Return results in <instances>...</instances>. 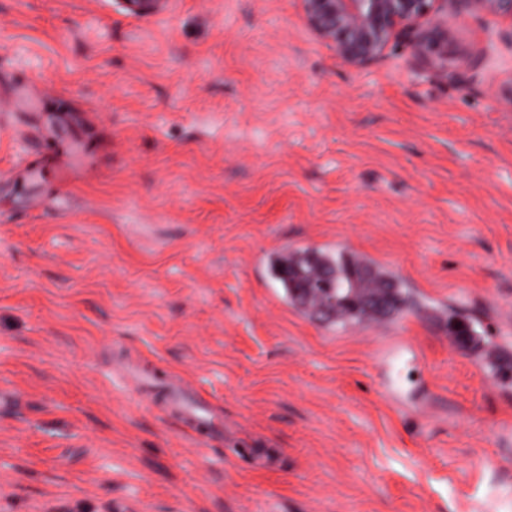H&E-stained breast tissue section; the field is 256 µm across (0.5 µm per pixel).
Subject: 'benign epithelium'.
I'll return each mask as SVG.
<instances>
[{"instance_id":"benign-epithelium-1","label":"benign epithelium","mask_w":512,"mask_h":512,"mask_svg":"<svg viewBox=\"0 0 512 512\" xmlns=\"http://www.w3.org/2000/svg\"><path fill=\"white\" fill-rule=\"evenodd\" d=\"M307 25L348 67L360 69L412 39L429 72L448 75V43L455 31L448 13L461 19L493 18L484 60L497 59L498 44L512 50V0H300Z\"/></svg>"}]
</instances>
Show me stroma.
Wrapping results in <instances>:
<instances>
[{
    "label": "stroma",
    "mask_w": 512,
    "mask_h": 512,
    "mask_svg": "<svg viewBox=\"0 0 512 512\" xmlns=\"http://www.w3.org/2000/svg\"><path fill=\"white\" fill-rule=\"evenodd\" d=\"M344 65L299 0H0V512H512V54ZM333 247L423 311L330 326ZM184 377L224 434L117 377ZM269 271L288 302L326 323L363 325L370 318H395L418 307L403 282L371 261L323 248H306L292 257H275ZM371 298L382 305L351 306L350 295ZM323 310L328 314L323 316ZM320 315V316H319Z\"/></svg>",
    "instance_id": "obj_1"
}]
</instances>
